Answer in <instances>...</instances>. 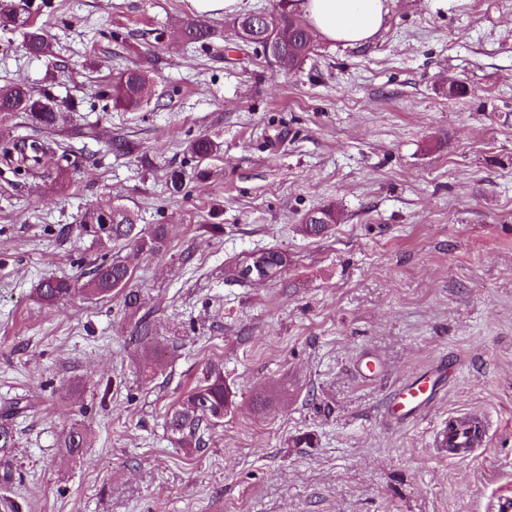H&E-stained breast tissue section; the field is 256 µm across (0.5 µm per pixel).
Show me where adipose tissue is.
<instances>
[{
	"label": "adipose tissue",
	"instance_id": "obj_1",
	"mask_svg": "<svg viewBox=\"0 0 512 512\" xmlns=\"http://www.w3.org/2000/svg\"><path fill=\"white\" fill-rule=\"evenodd\" d=\"M298 7L314 34L346 46L372 41L389 12L388 0H300Z\"/></svg>",
	"mask_w": 512,
	"mask_h": 512
}]
</instances>
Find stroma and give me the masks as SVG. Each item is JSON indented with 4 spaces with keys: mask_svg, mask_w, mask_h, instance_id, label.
Here are the masks:
<instances>
[{
    "mask_svg": "<svg viewBox=\"0 0 512 512\" xmlns=\"http://www.w3.org/2000/svg\"><path fill=\"white\" fill-rule=\"evenodd\" d=\"M54 3L66 74L0 33V82L82 101L47 136L70 152L67 180H0V407L29 403L0 448V512H492L512 496V0H391L372 42L317 40L292 71L233 50L229 14L209 18L210 44L186 42L193 0ZM132 64L150 103L106 109L97 90ZM201 135L223 150L199 176L187 146ZM116 199L168 227L160 253H109L139 314L119 293L41 304L38 281L103 260L79 218ZM326 206L337 224L304 235ZM267 248L287 259L277 281L235 277ZM364 355L377 379L356 376ZM441 361L455 375L440 400L388 420V393ZM212 364L235 404L180 447L166 413ZM472 409L493 423L486 446L438 456L435 429ZM75 424L90 440L78 458L59 446ZM336 223V210L333 207H326L305 213L300 226L307 236L319 237L326 233L331 224Z\"/></svg>",
    "mask_w": 512,
    "mask_h": 512,
    "instance_id": "stroma-1",
    "label": "stroma"
}]
</instances>
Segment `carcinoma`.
Masks as SVG:
<instances>
[{
	"label": "carcinoma",
	"mask_w": 512,
	"mask_h": 512,
	"mask_svg": "<svg viewBox=\"0 0 512 512\" xmlns=\"http://www.w3.org/2000/svg\"><path fill=\"white\" fill-rule=\"evenodd\" d=\"M53 9L52 0H0V32L20 34L21 46L26 53L46 59L48 66L56 71L63 64L59 63L46 24L38 23L40 17ZM181 35L192 43L205 46L213 39L215 31L208 25L190 23ZM271 37L277 41V58L284 60L285 68L301 67L314 53V38L307 25L283 7L271 14L265 24L254 26L252 39L244 46L262 49L264 58L268 60L267 43ZM147 82V75L142 69L126 68L117 73L114 82L98 91V97L111 101L116 109L136 112L148 103ZM74 111V101L61 103L46 87L35 88L20 81L0 85V178L28 176L46 166L64 170V162L68 161L66 148L60 145L53 148L33 136H14L9 122L20 116L31 130L51 133L62 129ZM221 147L220 142L203 135L189 143L187 152L200 167L203 162L220 154ZM335 223L336 210L326 207L305 213L301 228L306 235L319 237ZM80 224L82 230L104 250L114 243H126L150 253H159L167 243L166 225L154 224L147 229H139L134 212L119 202L85 208ZM251 264L263 267L271 281L279 278L285 267L282 252L266 249L260 256L245 262L240 270L241 278H247L246 270ZM130 279L128 266L113 258L95 265L81 285L73 280L46 278L38 283L35 294L42 304L54 306L78 291L99 299L120 292L124 295L126 309L135 313L141 307L140 295L129 287ZM232 403L233 391L224 380V368L212 365L204 373L203 380L186 393L181 404L168 410L166 429L177 443L190 446L200 439V431L224 419ZM87 445L85 430L77 426L71 427L60 443V447L72 457L82 455Z\"/></svg>",
	"instance_id": "cac0c4a2"
}]
</instances>
